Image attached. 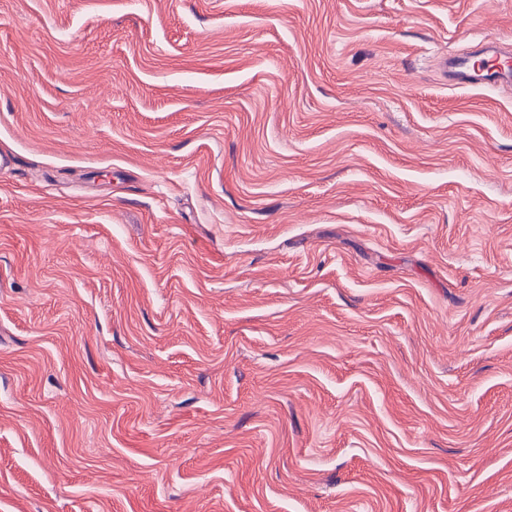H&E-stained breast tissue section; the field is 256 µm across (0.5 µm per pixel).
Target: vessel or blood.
<instances>
[{
	"mask_svg": "<svg viewBox=\"0 0 512 512\" xmlns=\"http://www.w3.org/2000/svg\"><path fill=\"white\" fill-rule=\"evenodd\" d=\"M486 67L472 65L470 56L456 55L448 60V77L462 86L512 88V53L497 39L484 41L481 50Z\"/></svg>",
	"mask_w": 512,
	"mask_h": 512,
	"instance_id": "vessel-or-blood-1",
	"label": "vessel or blood"
}]
</instances>
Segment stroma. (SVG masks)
Listing matches in <instances>:
<instances>
[{
  "label": "stroma",
  "instance_id": "35a3bbf8",
  "mask_svg": "<svg viewBox=\"0 0 512 512\" xmlns=\"http://www.w3.org/2000/svg\"><path fill=\"white\" fill-rule=\"evenodd\" d=\"M512 0H0V512H512ZM483 46L481 54L487 57L486 67L471 65V56L468 55L449 57V79L462 86L512 88L511 52L497 39H488L483 42Z\"/></svg>",
  "mask_w": 512,
  "mask_h": 512
}]
</instances>
